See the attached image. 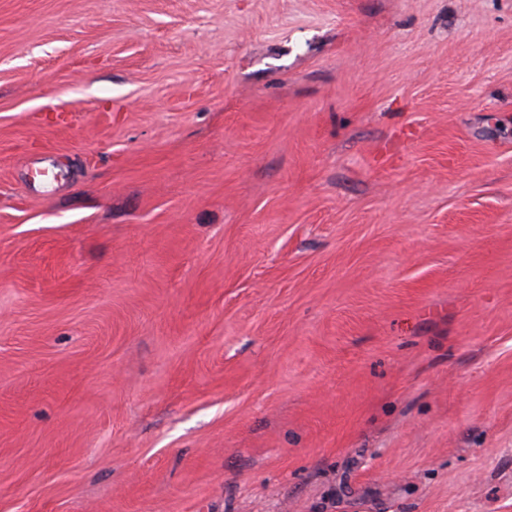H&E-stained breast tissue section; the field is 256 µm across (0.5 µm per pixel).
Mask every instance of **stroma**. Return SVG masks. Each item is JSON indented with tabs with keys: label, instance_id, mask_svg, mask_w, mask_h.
<instances>
[{
	"label": "stroma",
	"instance_id": "35a3bbf8",
	"mask_svg": "<svg viewBox=\"0 0 512 512\" xmlns=\"http://www.w3.org/2000/svg\"><path fill=\"white\" fill-rule=\"evenodd\" d=\"M0 512H512V0H0Z\"/></svg>",
	"mask_w": 512,
	"mask_h": 512
}]
</instances>
